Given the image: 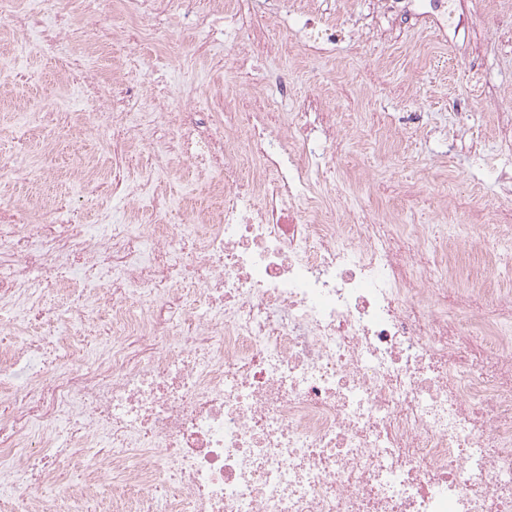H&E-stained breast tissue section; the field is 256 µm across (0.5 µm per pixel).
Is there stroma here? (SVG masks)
<instances>
[{"mask_svg":"<svg viewBox=\"0 0 512 512\" xmlns=\"http://www.w3.org/2000/svg\"><path fill=\"white\" fill-rule=\"evenodd\" d=\"M74 2L76 24L53 55L33 52L36 32L0 22V62L28 75L0 91V158L29 152L56 125L79 130L93 94L63 79L68 65L96 69L113 96L133 106L169 99L182 136L166 152L173 126L165 122L127 144L131 174L151 176L136 203L116 197L102 208L88 205L71 162L95 160L102 147L98 138L82 136L60 144L61 165L35 163L25 179H1L0 194L17 197L28 211L42 198L56 199L68 220L89 226L104 213L113 224L187 222L209 205L207 187L218 178L195 144V127L223 110L246 111L259 98L277 115L305 105L336 115L347 162L337 169L328 156L324 164L346 190L339 212L361 208L399 224L473 225L474 243L454 256L460 277L512 289V248L491 259L477 244L493 227L512 226V191L497 179L500 169L512 170L497 118L512 112V0H461L470 26L444 32L371 18L370 0H271L263 12L245 0H223L222 11L200 27L186 23L181 5L155 18L171 33L175 51L146 45L133 53L117 42L106 57L84 41L91 0ZM269 30L279 55H267L258 43ZM200 42L205 53H193ZM161 161L167 171L155 172ZM93 294L112 299L107 282L92 289L72 273L35 287L33 299L38 309L59 312ZM63 466L62 481L94 486L90 512H126L127 501L113 496L109 481L96 479L79 449L68 450Z\"/></svg>","mask_w":512,"mask_h":512,"instance_id":"obj_1","label":"stroma"}]
</instances>
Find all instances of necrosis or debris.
Listing matches in <instances>:
<instances>
[{"label": "necrosis or debris", "mask_w": 512, "mask_h": 512, "mask_svg": "<svg viewBox=\"0 0 512 512\" xmlns=\"http://www.w3.org/2000/svg\"><path fill=\"white\" fill-rule=\"evenodd\" d=\"M373 0L407 23L467 22L457 0ZM83 24L91 46L167 43L150 19L171 0H95ZM0 20L38 30L53 53L74 16L53 23L0 0ZM166 107L93 109L84 135H104L110 179L94 195L134 197L125 142ZM282 135L264 107L227 113L199 134L224 177L209 224H62L55 201L27 223L0 197V312L23 334L0 354V384L39 352L25 300L32 274L77 270L109 278L112 303L77 307L60 331L63 361L26 380L15 415L0 419V491L14 512H37L63 447L81 448L133 512H512V291L459 284L440 250L468 237L424 224L335 217L316 193L311 132L333 158L336 115L291 113ZM196 287L183 318L159 303ZM112 326L94 351L79 336L101 316ZM152 350L131 361L129 339ZM80 426L61 442V423ZM176 483L161 493L158 472Z\"/></svg>", "instance_id": "necrosis-or-debris-1"}]
</instances>
